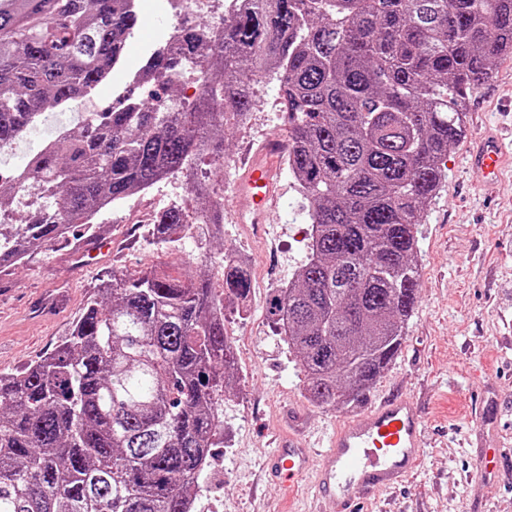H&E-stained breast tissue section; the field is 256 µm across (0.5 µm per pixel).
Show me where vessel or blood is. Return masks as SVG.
<instances>
[{
    "label": "vessel or blood",
    "instance_id": "vessel-or-blood-1",
    "mask_svg": "<svg viewBox=\"0 0 512 512\" xmlns=\"http://www.w3.org/2000/svg\"><path fill=\"white\" fill-rule=\"evenodd\" d=\"M286 144L268 140L245 163L235 185L240 211L263 223L267 208L274 204V174ZM512 160L500 138L489 136L468 155V169L479 179L496 176ZM425 419L415 397L396 394L368 406L353 420L337 425L326 448L312 452L306 438L288 434L275 437L268 465L276 482L292 488L307 474H314L317 492L332 499L336 512H356L360 500L407 481L423 455Z\"/></svg>",
    "mask_w": 512,
    "mask_h": 512
}]
</instances>
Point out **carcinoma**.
Segmentation results:
<instances>
[{"instance_id": "carcinoma-1", "label": "carcinoma", "mask_w": 512, "mask_h": 512, "mask_svg": "<svg viewBox=\"0 0 512 512\" xmlns=\"http://www.w3.org/2000/svg\"><path fill=\"white\" fill-rule=\"evenodd\" d=\"M139 20L132 0H0V205L22 207L13 224L0 208V272L178 173L194 205L157 214L154 243L207 224L224 244L225 143L272 77L313 239L271 314L308 399L351 407L400 351L417 226L471 92L512 54V0H244L181 30L178 56L146 60L151 98L67 110L123 60ZM177 73L197 76L193 97L173 89ZM251 287L222 251L183 279L103 275L64 341L0 373V512H188L237 381L226 301Z\"/></svg>"}]
</instances>
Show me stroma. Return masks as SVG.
I'll use <instances>...</instances> for the list:
<instances>
[{"mask_svg":"<svg viewBox=\"0 0 512 512\" xmlns=\"http://www.w3.org/2000/svg\"><path fill=\"white\" fill-rule=\"evenodd\" d=\"M276 81L263 80L245 126L232 130L224 161V249L251 261L250 320L235 307L224 328L236 353L238 382L221 406L224 434L200 477L198 512H336L313 502L307 481L285 492L267 474L272 437L299 420L319 446L355 408L310 403L297 360L276 336L269 303L306 260L310 227L293 175L280 168L277 201L263 236L237 220L233 183L243 162L268 138L287 137ZM512 143V58L470 99L462 142L448 152V179L418 227L419 298L397 357L366 392L378 402L395 390L417 394L426 421L425 453L409 481L362 512H512V468L485 477L478 445L512 448V171L483 184L464 168L469 141L487 130ZM183 175L164 179L103 214L112 249L75 260L72 244L50 245L0 274V371L38 360L61 342L108 270L171 268L192 274L213 243L190 230L167 249L148 229L172 206L191 205Z\"/></svg>","mask_w":512,"mask_h":512,"instance_id":"obj_1","label":"stroma"}]
</instances>
